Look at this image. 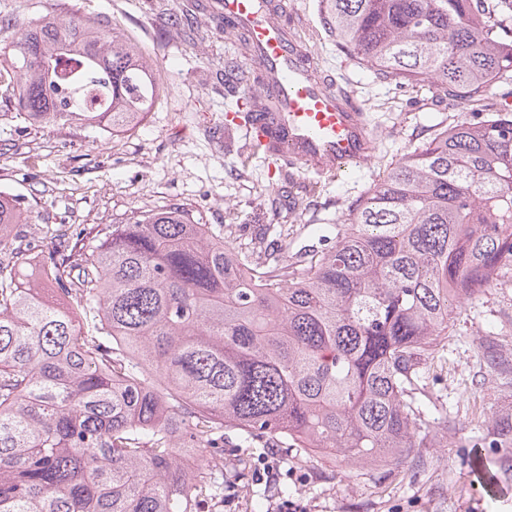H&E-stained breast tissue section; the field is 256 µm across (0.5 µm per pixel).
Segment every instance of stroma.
<instances>
[{
    "label": "stroma",
    "instance_id": "obj_1",
    "mask_svg": "<svg viewBox=\"0 0 512 512\" xmlns=\"http://www.w3.org/2000/svg\"><path fill=\"white\" fill-rule=\"evenodd\" d=\"M217 0H0V192L27 210L28 236L60 225L123 224L177 204L203 224H227L238 251L256 236L294 255L329 248L351 201L364 195L391 161L471 117L463 105L440 107L422 82L395 86L336 41L322 0H288L289 21L314 57L353 91L377 135L364 167L337 177L295 171L304 203H273L278 166L255 152L246 128L225 127L236 98L224 93V63L248 69L224 35ZM89 16L124 29L157 70L158 98L144 120L110 136L64 125L40 128L11 103L16 76L7 64L21 28L43 17ZM428 435L398 463L357 468L339 457L277 452L279 468L256 478L267 451L239 447L227 432L221 512H277L283 501L306 512H512V278L465 300L453 334L430 368Z\"/></svg>",
    "mask_w": 512,
    "mask_h": 512
}]
</instances>
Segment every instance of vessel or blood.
<instances>
[{"label":"vessel or blood","instance_id":"b4317fda","mask_svg":"<svg viewBox=\"0 0 512 512\" xmlns=\"http://www.w3.org/2000/svg\"><path fill=\"white\" fill-rule=\"evenodd\" d=\"M226 26L243 31L247 56L267 77L263 93L279 101L283 145L297 164L322 176L367 164L376 150L364 114L348 90L327 79L307 46L288 29V0H221Z\"/></svg>","mask_w":512,"mask_h":512}]
</instances>
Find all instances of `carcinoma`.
Segmentation results:
<instances>
[{"label": "carcinoma", "instance_id": "cac0c4a2", "mask_svg": "<svg viewBox=\"0 0 512 512\" xmlns=\"http://www.w3.org/2000/svg\"><path fill=\"white\" fill-rule=\"evenodd\" d=\"M382 78L481 111L512 79V18L487 0H325ZM32 125L124 132L158 91L120 30L48 18L12 41ZM224 65V90L248 81ZM256 124L272 97L243 93ZM262 152L288 160L277 130ZM0 196V512H201L224 501V430L353 466L424 440V369L454 312L512 271V110L445 127L348 209L326 252L240 256L177 205L126 224L19 230ZM201 465L186 470L182 449Z\"/></svg>", "mask_w": 512, "mask_h": 512}]
</instances>
